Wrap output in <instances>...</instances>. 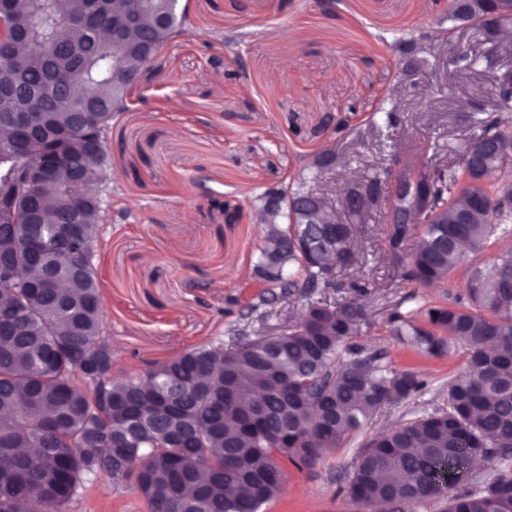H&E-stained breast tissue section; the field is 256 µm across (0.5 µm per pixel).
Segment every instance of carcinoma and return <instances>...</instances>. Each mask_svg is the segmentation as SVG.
<instances>
[{"mask_svg": "<svg viewBox=\"0 0 512 512\" xmlns=\"http://www.w3.org/2000/svg\"><path fill=\"white\" fill-rule=\"evenodd\" d=\"M52 2L47 15L44 0H0L11 31L0 40V84L16 92L0 102V211L22 216L0 224V253L13 260L0 273V512L31 498L62 506L99 475L139 493L148 512H188V488L201 499L195 512H262L280 496L286 464L315 466L379 413L422 394L426 382L358 341L368 322L359 296L370 281L342 278L359 261L357 229L320 224L315 211L293 207L310 192L305 175L285 192L256 195L246 213L224 206L228 223L265 226L254 277L306 300L288 334L192 346L112 376L96 264L108 217L99 195L109 192V133L148 60L188 31L189 5ZM445 19L477 20L491 41L512 23L493 14L492 0H449ZM72 85L90 100L78 122L62 106ZM90 143L97 155L81 171L87 193L74 206L70 163ZM470 155L490 175L512 162V135L487 119L461 160ZM42 162L50 176L32 189L25 174ZM460 172L387 164L368 187L385 195L391 184L407 190L431 180L450 194ZM478 193L440 194L417 223L386 225L385 252L402 279L443 281L463 260L461 244L478 253L496 231H509L512 210H498L497 199L512 196V182L491 186L484 206L468 208ZM306 242L316 253L336 251V273ZM467 298L469 307H420L424 326L390 313L393 333L418 352L440 358L460 349L465 365L448 380L445 406L398 422L358 451L343 487L351 499L512 512V252L471 270Z\"/></svg>", "mask_w": 512, "mask_h": 512, "instance_id": "obj_1", "label": "carcinoma"}]
</instances>
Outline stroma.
<instances>
[{
	"instance_id": "35a3bbf8",
	"label": "stroma",
	"mask_w": 512,
	"mask_h": 512,
	"mask_svg": "<svg viewBox=\"0 0 512 512\" xmlns=\"http://www.w3.org/2000/svg\"><path fill=\"white\" fill-rule=\"evenodd\" d=\"M447 11L448 0H335L329 12L320 0H189V33L164 47L112 123V221L104 226L98 272L109 285L101 298L115 374L203 342L293 323L302 307L296 297L257 303L265 287L251 269L264 244L262 225L225 223L221 206L248 205L254 195L292 184L314 156L332 155L334 166L311 190L340 222L359 227L356 250L371 282L361 341L429 384L316 466L289 468L266 512H371L341 490L358 449L398 420L441 406L464 362L459 350L436 358L404 344L390 330L391 308L466 298L471 264L491 261L512 242V232L496 234L450 278L423 288L391 267L378 210L356 214L346 206L349 192L385 166L394 139L424 146L433 163L452 167L484 116L512 134V112L487 96L512 55L485 41L478 23L446 21ZM419 30L436 43L446 36L468 44L475 65L459 73L444 55L428 54L410 72L396 43ZM479 99L481 113L469 107ZM394 103L391 126L385 111ZM341 122L347 128L339 133ZM66 512H146V502L98 476Z\"/></svg>"
}]
</instances>
